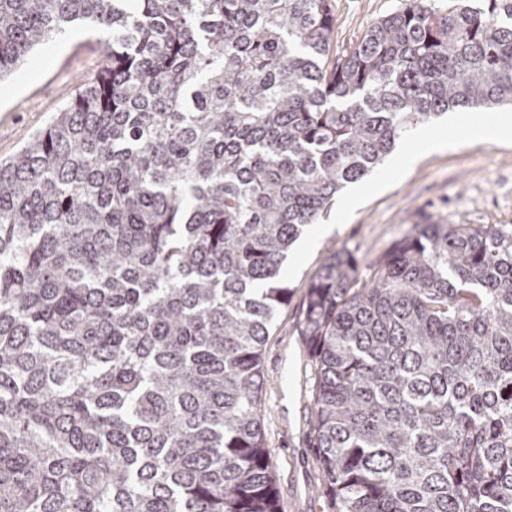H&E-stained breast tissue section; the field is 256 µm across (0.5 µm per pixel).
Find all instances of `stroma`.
<instances>
[{"mask_svg":"<svg viewBox=\"0 0 512 512\" xmlns=\"http://www.w3.org/2000/svg\"><path fill=\"white\" fill-rule=\"evenodd\" d=\"M406 0H334L332 57L352 50L365 32ZM104 51L97 33L75 27L35 49L11 76L0 80V159L17 153L63 109L76 83L96 72ZM450 111L426 125L447 134V151L419 158L401 176L391 162L348 185L326 223L335 232L309 252L290 257L285 284L290 290L263 347L266 384L262 414L266 443L277 475L282 512H321L320 472L309 446L308 423L314 370L299 333L308 287L324 260L345 248L358 258V284L371 283L375 264L418 224H512V143L474 142ZM366 193L349 200L358 187Z\"/></svg>","mask_w":512,"mask_h":512,"instance_id":"35a3bbf8","label":"stroma"}]
</instances>
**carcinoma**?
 <instances>
[{"mask_svg":"<svg viewBox=\"0 0 512 512\" xmlns=\"http://www.w3.org/2000/svg\"><path fill=\"white\" fill-rule=\"evenodd\" d=\"M0 0V80L76 23L106 61L0 159V512H282L262 352L284 263L454 108L512 105V0ZM300 336L323 512H512V225L418 224ZM405 3L406 0H334L336 24L331 60L352 50L374 23Z\"/></svg>","mask_w":512,"mask_h":512,"instance_id":"obj_1","label":"carcinoma"}]
</instances>
